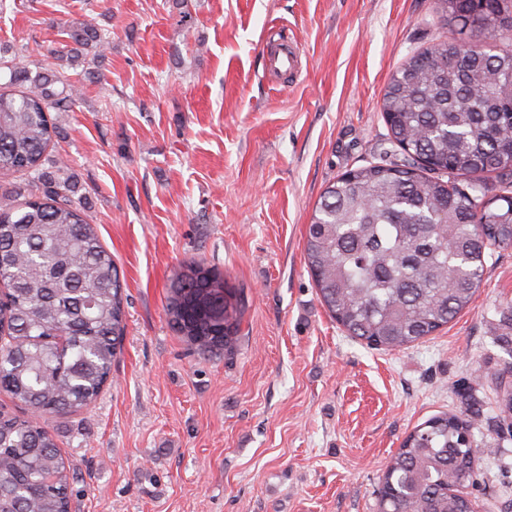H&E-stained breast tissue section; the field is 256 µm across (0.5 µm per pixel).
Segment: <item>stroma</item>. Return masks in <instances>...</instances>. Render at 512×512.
<instances>
[{
    "label": "stroma",
    "instance_id": "35a3bbf8",
    "mask_svg": "<svg viewBox=\"0 0 512 512\" xmlns=\"http://www.w3.org/2000/svg\"><path fill=\"white\" fill-rule=\"evenodd\" d=\"M104 16L51 152L126 280V327L95 405L49 418L75 469L72 512H377L385 466L444 412L479 411L467 491L512 512V432L496 386L512 370V248L488 257L471 304L400 351L356 341L306 267L323 190L391 150L382 94L453 30L434 0H6L0 49L50 64L62 20ZM287 35L297 74L273 77ZM192 260L246 300L232 355H200L165 313Z\"/></svg>",
    "mask_w": 512,
    "mask_h": 512
}]
</instances>
